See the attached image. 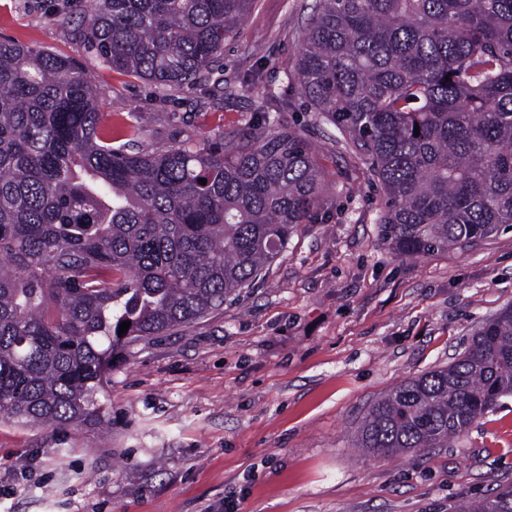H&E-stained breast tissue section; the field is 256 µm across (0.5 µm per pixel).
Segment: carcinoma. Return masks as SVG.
I'll list each match as a JSON object with an SVG mask.
<instances>
[{
  "label": "carcinoma",
  "mask_w": 512,
  "mask_h": 512,
  "mask_svg": "<svg viewBox=\"0 0 512 512\" xmlns=\"http://www.w3.org/2000/svg\"><path fill=\"white\" fill-rule=\"evenodd\" d=\"M254 2L83 0L75 34L114 71L183 85L213 70ZM296 82L379 183L395 255L512 228V0H317ZM281 112L270 90L244 129L115 147L83 64L0 41V419L103 425L119 351L205 317L285 251L325 179ZM508 396L512 307L370 405L356 447H442ZM458 512H512V489Z\"/></svg>",
  "instance_id": "obj_1"
}]
</instances>
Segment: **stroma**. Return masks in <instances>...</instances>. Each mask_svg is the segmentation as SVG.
Segmentation results:
<instances>
[{"mask_svg":"<svg viewBox=\"0 0 512 512\" xmlns=\"http://www.w3.org/2000/svg\"><path fill=\"white\" fill-rule=\"evenodd\" d=\"M313 5L256 0L218 70L169 86L95 60L73 34L80 0H0V37L84 64L113 127L139 125L136 148L245 128L273 89L326 181L265 277L116 356L109 431L0 420V512H451L512 486V398L445 448L354 445L372 401L448 366L512 306V229L417 260L382 244L365 162L298 93Z\"/></svg>","mask_w":512,"mask_h":512,"instance_id":"1","label":"stroma"}]
</instances>
